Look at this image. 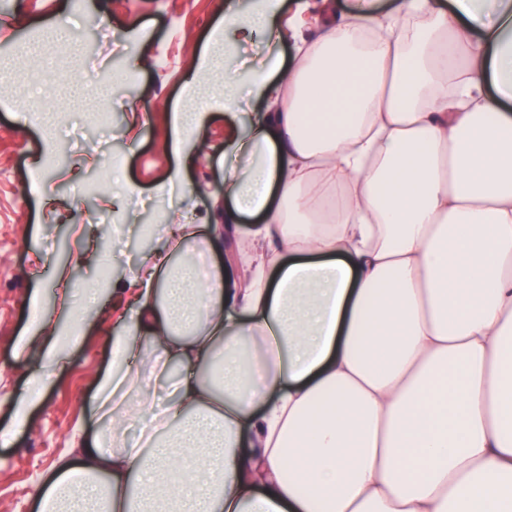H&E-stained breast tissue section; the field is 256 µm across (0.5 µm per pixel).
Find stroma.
I'll list each match as a JSON object with an SVG mask.
<instances>
[{"mask_svg": "<svg viewBox=\"0 0 512 512\" xmlns=\"http://www.w3.org/2000/svg\"><path fill=\"white\" fill-rule=\"evenodd\" d=\"M251 9L247 0H0V62L8 67L0 84L11 87L0 94V427L13 430L10 441L0 443V512H38L47 470L94 427L97 380L111 363L115 320L111 292L104 289L86 313L83 344L69 353L43 403L14 427L11 401L28 391L38 366L34 358L22 364L13 358L14 341L30 319L27 298L39 291L44 312L57 317L56 265L68 266L77 288L104 278L124 283L145 256L164 246L166 212L190 208L195 223H216L213 204L224 199L227 130L233 125L247 134L264 101L246 98L229 112L207 106L202 145L187 168H178L164 144L170 116L214 28L226 11L243 15ZM51 20L63 24L82 50L52 51L46 80L35 88L33 67L21 49ZM228 49L224 65L237 78L293 60L288 40L271 47L236 36ZM118 72L125 81L115 82ZM76 84L84 98L73 105ZM104 88L112 92L105 125L96 117L95 101ZM49 111L59 115L51 133L40 121ZM112 157L122 161L112 185L124 194L123 206L114 211L103 207L97 191ZM113 212L126 223L118 238L107 222ZM75 224L88 228L98 252L108 257L122 251L123 261L104 271L81 261L71 235Z\"/></svg>", "mask_w": 512, "mask_h": 512, "instance_id": "stroma-1", "label": "stroma"}]
</instances>
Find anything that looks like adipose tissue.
Wrapping results in <instances>:
<instances>
[{
  "instance_id": "adipose-tissue-1",
  "label": "adipose tissue",
  "mask_w": 512,
  "mask_h": 512,
  "mask_svg": "<svg viewBox=\"0 0 512 512\" xmlns=\"http://www.w3.org/2000/svg\"><path fill=\"white\" fill-rule=\"evenodd\" d=\"M317 7L250 84L266 109L226 145L220 223L166 225L114 285L101 427L46 480L50 512H512V0ZM200 70L166 142L182 165L196 102L241 93ZM247 218L251 272L183 260ZM30 305L18 426L86 330ZM146 363L165 407L129 445Z\"/></svg>"
}]
</instances>
